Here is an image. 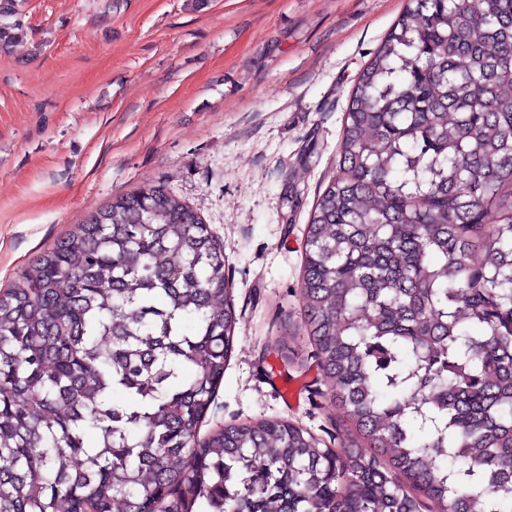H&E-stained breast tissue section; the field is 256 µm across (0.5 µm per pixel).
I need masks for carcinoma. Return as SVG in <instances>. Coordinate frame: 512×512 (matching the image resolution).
Wrapping results in <instances>:
<instances>
[{
  "instance_id": "obj_1",
  "label": "carcinoma",
  "mask_w": 512,
  "mask_h": 512,
  "mask_svg": "<svg viewBox=\"0 0 512 512\" xmlns=\"http://www.w3.org/2000/svg\"><path fill=\"white\" fill-rule=\"evenodd\" d=\"M307 223L303 322L356 430L199 431L238 317L158 185L0 292V512H512V0H407ZM497 214L487 223L489 212Z\"/></svg>"
}]
</instances>
